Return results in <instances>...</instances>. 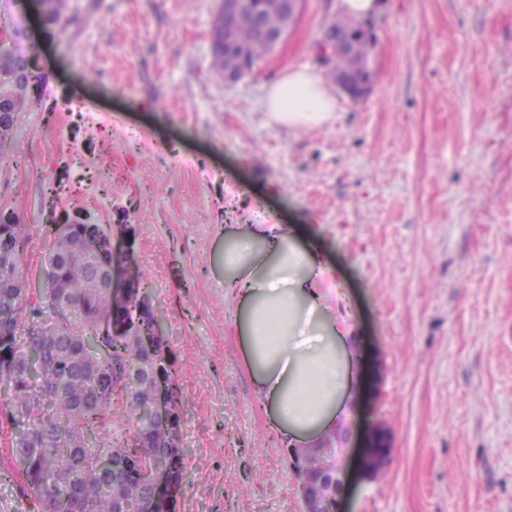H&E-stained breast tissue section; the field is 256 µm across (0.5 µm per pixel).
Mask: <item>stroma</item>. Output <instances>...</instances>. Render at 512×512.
Returning a JSON list of instances; mask_svg holds the SVG:
<instances>
[{
  "instance_id": "1",
  "label": "stroma",
  "mask_w": 512,
  "mask_h": 512,
  "mask_svg": "<svg viewBox=\"0 0 512 512\" xmlns=\"http://www.w3.org/2000/svg\"><path fill=\"white\" fill-rule=\"evenodd\" d=\"M17 0L41 77L0 160V209L29 226L127 220L177 384L176 512H303L267 432L224 289V227L291 224L332 269L366 389L341 453L343 512H512V0H384L361 17L373 81L330 124L288 130L270 83L318 65L337 0H304L234 83L211 65L219 0ZM388 453L361 464L375 430Z\"/></svg>"
}]
</instances>
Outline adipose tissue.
<instances>
[{
  "label": "adipose tissue",
  "instance_id": "ef3b65f1",
  "mask_svg": "<svg viewBox=\"0 0 512 512\" xmlns=\"http://www.w3.org/2000/svg\"><path fill=\"white\" fill-rule=\"evenodd\" d=\"M270 120L291 129L333 120L336 100L312 70L268 90ZM296 227L241 225L224 235V285L238 301L243 358L269 427L291 445L333 438L355 382L346 335L315 286L320 256L298 246Z\"/></svg>",
  "mask_w": 512,
  "mask_h": 512
}]
</instances>
